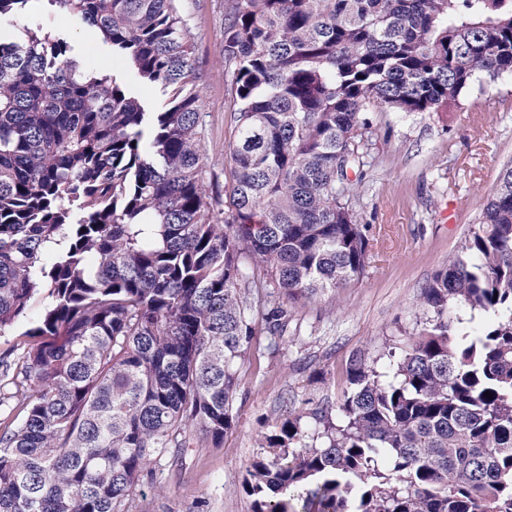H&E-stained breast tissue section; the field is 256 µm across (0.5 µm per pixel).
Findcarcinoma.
<instances>
[{
	"label": "carcinoma",
	"mask_w": 512,
	"mask_h": 512,
	"mask_svg": "<svg viewBox=\"0 0 512 512\" xmlns=\"http://www.w3.org/2000/svg\"><path fill=\"white\" fill-rule=\"evenodd\" d=\"M48 3L168 98L148 110L63 37L0 35V332L28 319L0 512H131L163 458L234 426L257 337L277 346L294 304L363 275L369 108L438 112L512 78V0H232L222 219L177 0ZM250 288L278 299L254 309ZM419 302L398 360L350 362L320 445L298 419L265 436L251 512H512L511 167ZM453 308L486 325L454 328Z\"/></svg>",
	"instance_id": "carcinoma-1"
}]
</instances>
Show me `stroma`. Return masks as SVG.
<instances>
[{
	"instance_id": "obj_1",
	"label": "stroma",
	"mask_w": 512,
	"mask_h": 512,
	"mask_svg": "<svg viewBox=\"0 0 512 512\" xmlns=\"http://www.w3.org/2000/svg\"><path fill=\"white\" fill-rule=\"evenodd\" d=\"M229 0H184L200 66L210 197L230 180L232 106L224 69V15ZM38 25L66 38L76 59L127 86L147 105L160 87L142 84L112 48L89 36L80 19L34 0L0 31ZM374 163L360 187L357 213L367 224L369 259L363 276L336 292L295 306V330L277 350L257 348L239 369L236 423L216 447L192 448L162 460L143 484L137 512H250L241 483L262 439L285 416L314 426L316 412L335 406L349 388L352 358L385 365L409 334L421 329V289L455 255L478 221L503 169L512 166V80L486 85L462 108L402 116L371 112ZM20 329L0 333V419L13 414L15 389L6 371L20 364Z\"/></svg>"
}]
</instances>
